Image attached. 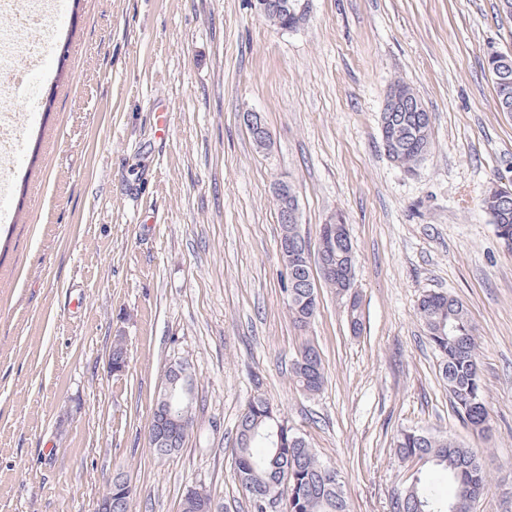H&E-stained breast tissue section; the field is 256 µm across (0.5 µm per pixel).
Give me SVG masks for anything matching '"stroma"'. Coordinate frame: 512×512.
Returning a JSON list of instances; mask_svg holds the SVG:
<instances>
[{
  "label": "stroma",
  "mask_w": 512,
  "mask_h": 512,
  "mask_svg": "<svg viewBox=\"0 0 512 512\" xmlns=\"http://www.w3.org/2000/svg\"><path fill=\"white\" fill-rule=\"evenodd\" d=\"M50 36L65 55L32 87L37 117L0 94L34 152L0 179L15 213L0 222V512H94L119 472L132 512H180L192 488L216 512H251L234 446L259 393L339 473L351 512H392L416 470L393 438L413 428L484 451L490 490L474 512H512V250L479 205L512 186V115L485 63L489 48L512 51L498 0H308L288 31L252 0H72ZM397 79L432 120L411 176L381 139ZM281 178L310 245L343 213L360 334L325 286L306 329L289 318ZM430 291L460 299L478 328L486 435L450 405L416 316ZM118 336L128 363L115 373ZM308 341L326 376L314 395L288 380ZM180 358L193 424L161 457L152 409Z\"/></svg>",
  "instance_id": "stroma-1"
}]
</instances>
